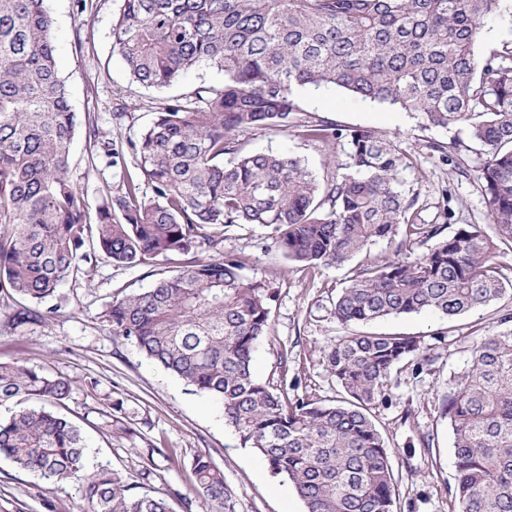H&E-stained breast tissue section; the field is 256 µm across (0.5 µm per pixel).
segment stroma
Returning <instances> with one entry per match:
<instances>
[{
    "label": "stroma",
    "instance_id": "stroma-1",
    "mask_svg": "<svg viewBox=\"0 0 512 512\" xmlns=\"http://www.w3.org/2000/svg\"><path fill=\"white\" fill-rule=\"evenodd\" d=\"M120 5L121 0H86L81 11L75 0H47L57 69L70 105L78 117L93 116L99 129L94 139L86 125H79L70 166L73 181L93 206L120 190L125 174L137 172L130 153L118 166H107L102 141L120 144L138 134L171 99L199 84L224 81L222 71L205 65L163 90L134 82L113 49L112 28ZM297 97L307 118L342 129L370 127L393 139L405 161L398 187L405 195H418V224L442 227L447 236L468 224L493 231L478 180L485 149L470 138L465 125L429 126L418 113L333 87L303 88ZM450 142L458 143L460 152L448 161L435 147ZM246 147L300 157L323 182L349 165L345 141L316 143L298 127L253 132ZM398 246L395 239L379 240L351 261L312 274L285 260L265 229L249 224L227 228L223 250L243 259L248 278L275 291L271 332L253 355L255 376L292 397L335 400L338 387L326 354L347 333L333 314L336 297L360 265L391 259ZM152 283L146 268L99 264L89 276L62 284V308L50 321L17 330L7 325L10 299L0 290V362L24 359L72 380L61 411L86 438L87 470L103 464L131 474L140 492L166 496L174 512H304L292 485L274 477L265 460L242 447L225 426L221 402L190 393L177 377L109 333L102 321L107 305ZM508 313L510 297L454 318L422 312L369 324L372 332L421 337L430 356L427 364L395 369L388 398L369 409L392 452L393 512H450L455 467L443 399L449 384L470 367L473 342ZM114 402L122 403L123 411L119 422L110 425L107 412ZM200 453L224 474L231 492L224 505L193 488L190 466ZM186 496L192 500L188 508L182 503ZM82 505L79 482L49 486L0 459V512H81Z\"/></svg>",
    "mask_w": 512,
    "mask_h": 512
}]
</instances>
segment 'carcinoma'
Listing matches in <instances>:
<instances>
[{"label":"carcinoma","mask_w":512,"mask_h":512,"mask_svg":"<svg viewBox=\"0 0 512 512\" xmlns=\"http://www.w3.org/2000/svg\"><path fill=\"white\" fill-rule=\"evenodd\" d=\"M506 0H122L114 48L130 75L165 88L203 64L224 71L153 113L129 140L139 174L90 209L70 176L76 129L56 66L45 0H0V288L8 323L38 326L62 283L99 263L148 267L154 286L112 301L113 338L194 392L218 399L241 444L288 479L305 512H392L391 451L368 410L386 397L403 362L430 356L417 336L354 331L327 353L341 393L329 403L288 397L255 377L252 360L271 329L274 294L221 251L224 229L258 225L289 262L341 265L370 242H436L421 255L370 262L334 304L343 326L392 315L454 317L512 293L500 276L512 251V43L476 53L480 31ZM333 86L420 113L427 124H464L487 149L479 181L494 235L468 224L446 238L415 223L418 197L397 187L393 141L370 128L343 130L301 118L295 92ZM316 142H347L353 172L326 184L288 153L247 151L243 137L293 124ZM212 251L202 255V247ZM178 273L167 276L170 265ZM508 318L471 348L472 365L448 388L455 512H512V328ZM72 381L24 361L0 363V458L54 485L85 470V438L46 408ZM194 487L220 505L224 474L205 454ZM83 512H173L137 494L107 467L84 473Z\"/></svg>","instance_id":"cac0c4a2"}]
</instances>
